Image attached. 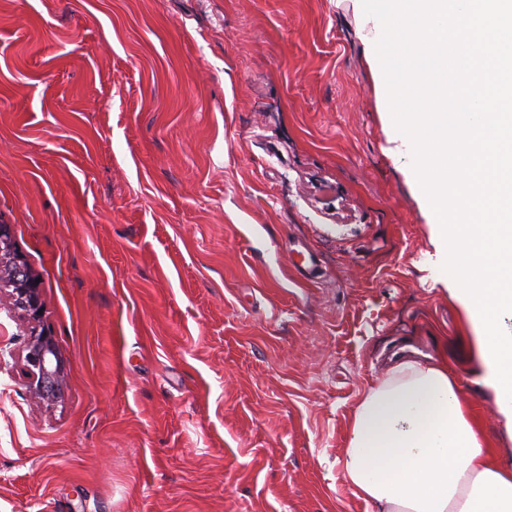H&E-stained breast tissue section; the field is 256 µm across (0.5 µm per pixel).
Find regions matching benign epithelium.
Returning <instances> with one entry per match:
<instances>
[{"instance_id":"7a95c632","label":"benign epithelium","mask_w":512,"mask_h":512,"mask_svg":"<svg viewBox=\"0 0 512 512\" xmlns=\"http://www.w3.org/2000/svg\"><path fill=\"white\" fill-rule=\"evenodd\" d=\"M36 281L37 276L13 246L11 225L0 224V285L10 288L26 324L27 388L35 399L54 404L64 393L66 364L55 336L42 327V289Z\"/></svg>"}]
</instances>
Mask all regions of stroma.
<instances>
[{"mask_svg":"<svg viewBox=\"0 0 512 512\" xmlns=\"http://www.w3.org/2000/svg\"><path fill=\"white\" fill-rule=\"evenodd\" d=\"M350 0H0V224L68 379L0 294V512H373L338 461L369 380L471 330ZM35 281L37 276L13 246L11 225L0 224V285L10 288L26 324L27 388L35 399L55 404L64 393L66 364L55 336L42 327V289Z\"/></svg>","mask_w":512,"mask_h":512,"instance_id":"stroma-1","label":"stroma"}]
</instances>
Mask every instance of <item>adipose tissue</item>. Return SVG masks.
<instances>
[{
	"instance_id": "obj_1",
	"label": "adipose tissue",
	"mask_w": 512,
	"mask_h": 512,
	"mask_svg": "<svg viewBox=\"0 0 512 512\" xmlns=\"http://www.w3.org/2000/svg\"><path fill=\"white\" fill-rule=\"evenodd\" d=\"M339 470L377 512H512V465L484 439L444 364L402 359L369 383Z\"/></svg>"
}]
</instances>
